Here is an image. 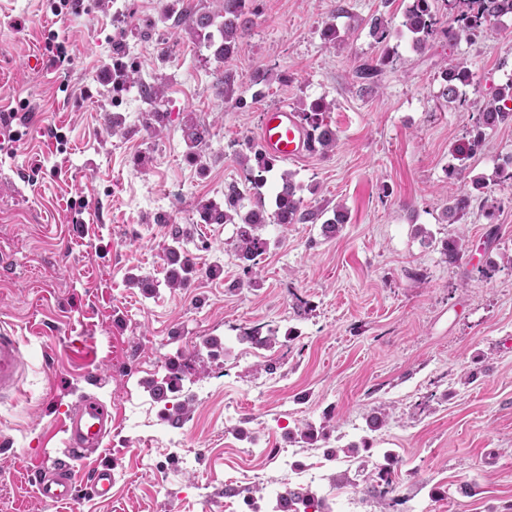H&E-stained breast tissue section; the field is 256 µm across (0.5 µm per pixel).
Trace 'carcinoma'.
<instances>
[{"label":"carcinoma","instance_id":"obj_1","mask_svg":"<svg viewBox=\"0 0 512 512\" xmlns=\"http://www.w3.org/2000/svg\"><path fill=\"white\" fill-rule=\"evenodd\" d=\"M248 0H217V13L197 15L187 9L177 15L176 23L183 25L196 34L204 35L208 47L214 49V55L226 59L239 49L241 31L246 23ZM431 0H413L404 14L402 26L413 35L415 45H423L428 38L443 33L448 41H456L462 37L474 40L499 17L512 14V0H450L448 2V19L433 12ZM217 26L220 39L208 32L211 26ZM371 36L378 44L387 43L389 37L388 22L381 16L371 18L369 23ZM391 51L386 47L378 61L364 60L354 71L356 81L362 90L373 92L380 88L384 66L390 63ZM475 73L464 62L450 61L444 63L441 78L444 82L443 96L450 103L466 102L464 88L474 84ZM330 109L323 100L311 102L301 109L299 123L306 133L310 151L325 152L336 142V133L325 121V113ZM512 123V85L507 89L497 90L492 99L473 116V125L468 132V139L463 146L456 149L453 158L457 163L448 167V178L460 180L467 169L466 161L480 153L485 143V131L494 129L501 124ZM183 140L189 154L195 155L206 143L208 129L199 124L192 116H186L181 127ZM246 147L253 154L257 168L249 169V180L257 187L265 185L266 174L274 169L276 159L268 155L263 146L253 141L246 142ZM281 189L276 192L273 200V211H268L263 195H258L246 214H240L243 197L236 187L228 188L224 193V205L209 202L202 205L200 218L206 224H228L234 217H240L237 226L234 248L238 259L244 264V271L252 272L257 265V258L263 255L269 242L263 239L257 230L267 223L305 224L314 220L316 213L303 206V199L298 195L297 186L291 175L281 176ZM485 184L479 180L472 181V190L461 193L448 203L446 217L454 224L469 212L474 201L473 192L484 193ZM347 222V213L342 208L333 211V217L323 224L324 234L334 235L339 227ZM166 258L169 274L165 286L171 290L183 288L194 272L192 258L180 246L179 237H174V245L167 248ZM370 449L366 440L359 444H351L341 451L348 456H358ZM339 451L328 449L324 456L333 461L338 458ZM397 460L391 455L384 457V462L375 466L368 475L367 495L379 504H385L389 495L395 491V464ZM314 496L308 487L290 488L277 496L273 512L288 505L292 512H298V505L306 501V497Z\"/></svg>","mask_w":512,"mask_h":512}]
</instances>
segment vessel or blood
<instances>
[{"label": "vessel or blood", "mask_w": 512, "mask_h": 512, "mask_svg": "<svg viewBox=\"0 0 512 512\" xmlns=\"http://www.w3.org/2000/svg\"><path fill=\"white\" fill-rule=\"evenodd\" d=\"M262 146L279 160H297L308 151L307 137L295 114L281 105L266 110L260 124ZM26 369L21 343L13 331L0 329V400L15 395ZM69 455L81 457L101 448L112 429V414L99 399L84 397L63 419ZM37 497L45 504H71L78 493V475L64 463L38 467L33 471ZM115 473L111 466L95 468L87 481L94 496L102 500L112 497Z\"/></svg>", "instance_id": "vessel-or-blood-1"}]
</instances>
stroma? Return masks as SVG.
Listing matches in <instances>:
<instances>
[{"mask_svg":"<svg viewBox=\"0 0 512 512\" xmlns=\"http://www.w3.org/2000/svg\"><path fill=\"white\" fill-rule=\"evenodd\" d=\"M338 1L252 0L238 53L221 61L175 23L180 8L211 13L214 0H0V127L14 133L0 141V324L27 362L19 392L0 403L5 512H239L225 504L226 481L247 476L276 496L288 476L265 451L278 446L315 475L333 512H372L364 476L388 452L398 463L384 512L512 504V187L495 182L512 124L487 131L468 162V178L501 203L495 222L476 207L445 217L464 189L448 177L452 152L474 110L512 83V15L474 42L417 47L401 25L412 0H342V11ZM379 14L393 62L366 94L353 71L380 55L368 25ZM329 24L333 44L321 36ZM50 36L69 54L63 65L48 64ZM447 57L480 81L462 108L442 95ZM117 59L164 83V99L103 80ZM320 98L334 147L278 162L259 191L273 200L291 173L319 218L260 227L269 248L245 273L235 225L202 223L198 206L223 203L231 184L252 206L245 143L263 112ZM153 108L165 114L156 138ZM114 112L123 123L110 130ZM189 113L210 129L196 159L181 133ZM338 207L349 219L325 236ZM176 227L196 270L171 290ZM451 236L468 245L455 264L443 252ZM132 275L154 292L130 287ZM256 329L275 331L277 345L254 348ZM267 359L275 374L255 371ZM151 380L174 384L170 402L188 401L179 424ZM88 395L111 411L112 431L72 467L115 466L112 498L83 485L71 506L43 504L28 470L63 458L62 419ZM382 408L388 421L371 430ZM309 424L329 438L300 442ZM365 439L364 458L324 457Z\"/></svg>","mask_w":512,"mask_h":512,"instance_id":"obj_1","label":"stroma"}]
</instances>
